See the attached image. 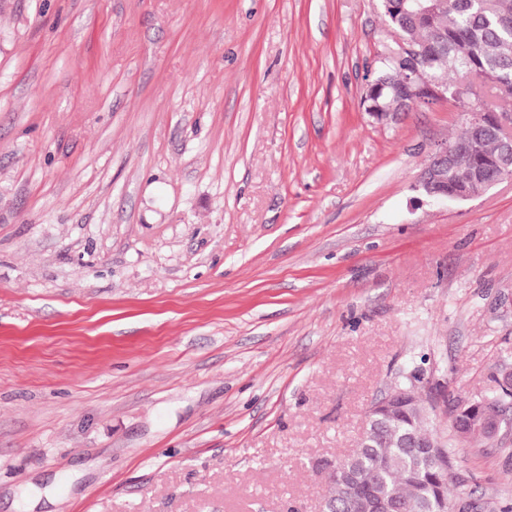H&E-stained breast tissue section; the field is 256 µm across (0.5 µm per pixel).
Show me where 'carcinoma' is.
<instances>
[{"mask_svg":"<svg viewBox=\"0 0 512 512\" xmlns=\"http://www.w3.org/2000/svg\"><path fill=\"white\" fill-rule=\"evenodd\" d=\"M384 14L399 33L400 42L420 51L421 75L428 82L442 83L448 96L455 99L460 111H469L475 97L460 94V79L471 74L480 87L489 89L496 98L494 112L512 110V0H440L434 13L402 12L401 0H383ZM403 76L393 64L384 63L369 84L364 104L368 112H395ZM475 141L476 154L461 160L452 171L451 180L467 184L478 168L489 175L496 169L500 145L488 131L476 132L464 127L449 144ZM412 375L397 387L408 390L405 402L373 415L372 434L350 457L336 461L354 472L359 485L351 490L342 482L332 485L327 512H367L375 500L390 499L409 505L410 512H450V485L454 478L456 443L453 437H440L434 455H424L415 448L404 447L413 436L427 441L432 436L431 414L436 406L421 396ZM499 387L485 391L490 404L478 409L461 399L446 404V412L468 431V443L479 447L486 437L479 428L480 415L493 416L492 400Z\"/></svg>","mask_w":512,"mask_h":512,"instance_id":"obj_1","label":"carcinoma"}]
</instances>
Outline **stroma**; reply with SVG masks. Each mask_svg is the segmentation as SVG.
<instances>
[{
	"mask_svg": "<svg viewBox=\"0 0 512 512\" xmlns=\"http://www.w3.org/2000/svg\"><path fill=\"white\" fill-rule=\"evenodd\" d=\"M382 0H0V512H321L397 374L512 370V183L416 188ZM452 504L512 512V443Z\"/></svg>",
	"mask_w": 512,
	"mask_h": 512,
	"instance_id": "1",
	"label": "stroma"
}]
</instances>
